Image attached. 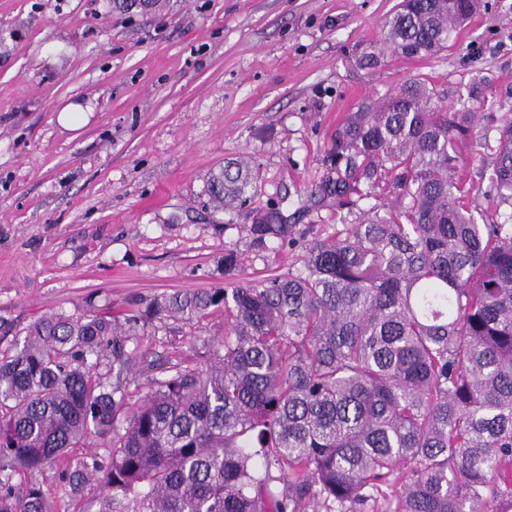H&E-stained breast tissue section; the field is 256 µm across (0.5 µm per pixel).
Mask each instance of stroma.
I'll list each match as a JSON object with an SVG mask.
<instances>
[{
    "mask_svg": "<svg viewBox=\"0 0 512 512\" xmlns=\"http://www.w3.org/2000/svg\"><path fill=\"white\" fill-rule=\"evenodd\" d=\"M399 0H0V327L85 306L123 316L134 296L222 288L301 265L302 247L241 230L279 210L332 230L346 210L307 193L346 113L413 77L441 92L477 83L478 130L512 117V0H482L451 48L359 67ZM82 111L72 124L59 114ZM250 157L245 204L214 212L207 180ZM235 249L239 265L224 268ZM217 311L136 334L141 348L204 363Z\"/></svg>",
    "mask_w": 512,
    "mask_h": 512,
    "instance_id": "35a3bbf8",
    "label": "stroma"
}]
</instances>
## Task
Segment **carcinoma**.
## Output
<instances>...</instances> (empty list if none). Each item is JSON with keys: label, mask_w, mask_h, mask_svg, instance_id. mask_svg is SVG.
I'll use <instances>...</instances> for the list:
<instances>
[{"label": "carcinoma", "mask_w": 512, "mask_h": 512, "mask_svg": "<svg viewBox=\"0 0 512 512\" xmlns=\"http://www.w3.org/2000/svg\"><path fill=\"white\" fill-rule=\"evenodd\" d=\"M480 0H402L361 62L449 47ZM482 90L445 103L422 78L364 101L324 147L311 193L378 203L305 244L301 266L209 291L133 297L125 320L228 329L206 365L128 350L106 312L45 314L0 351V512H68L31 480L57 472L96 512H512V213L477 222L466 160ZM487 197L512 200V118ZM244 157L213 173L217 209L247 199ZM279 248L307 232L268 210L243 225ZM112 354L115 382L97 372ZM149 391L136 401L133 368Z\"/></svg>", "instance_id": "carcinoma-1"}]
</instances>
